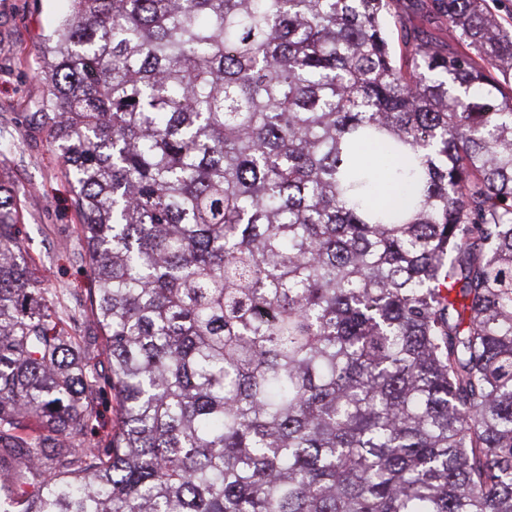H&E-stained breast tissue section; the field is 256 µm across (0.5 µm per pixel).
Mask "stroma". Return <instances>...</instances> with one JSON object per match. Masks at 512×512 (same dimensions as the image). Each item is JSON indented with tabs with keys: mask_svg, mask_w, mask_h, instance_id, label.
Masks as SVG:
<instances>
[{
	"mask_svg": "<svg viewBox=\"0 0 512 512\" xmlns=\"http://www.w3.org/2000/svg\"><path fill=\"white\" fill-rule=\"evenodd\" d=\"M67 6L68 0H0V172L17 192L19 242L35 278L47 288L68 332L99 349L97 368L105 374L109 365L91 313L82 218L39 115L47 90L39 48Z\"/></svg>",
	"mask_w": 512,
	"mask_h": 512,
	"instance_id": "stroma-1",
	"label": "stroma"
}]
</instances>
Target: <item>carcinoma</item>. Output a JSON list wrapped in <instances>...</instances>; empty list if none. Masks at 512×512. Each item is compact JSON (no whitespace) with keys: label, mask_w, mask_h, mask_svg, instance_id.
Masks as SVG:
<instances>
[{"label":"carcinoma","mask_w":512,"mask_h":512,"mask_svg":"<svg viewBox=\"0 0 512 512\" xmlns=\"http://www.w3.org/2000/svg\"><path fill=\"white\" fill-rule=\"evenodd\" d=\"M42 50L117 430L0 175V512H512V24L69 0ZM392 164L376 206L359 149ZM414 0H399L398 10L402 14L403 23L407 29L424 28L432 36L439 38L440 41L445 42V48L448 51V38L444 36V25L439 19H429L426 21L422 15L415 9ZM97 419L93 420V431L88 433V439L96 443L104 439L107 434L113 433L118 425V411L115 400L106 386L96 403Z\"/></svg>","instance_id":"obj_1"}]
</instances>
